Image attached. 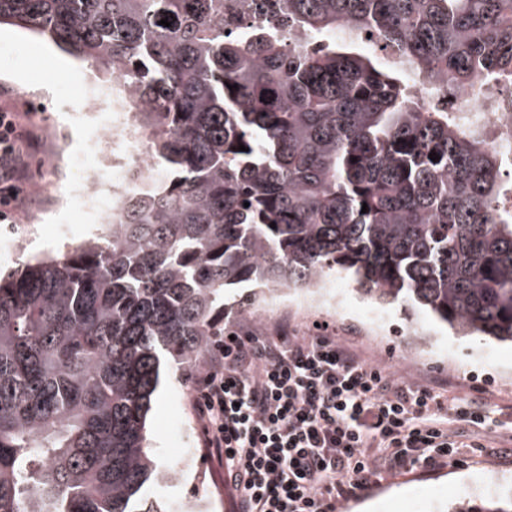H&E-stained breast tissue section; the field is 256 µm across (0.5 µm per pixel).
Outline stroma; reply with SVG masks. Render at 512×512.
Wrapping results in <instances>:
<instances>
[{
    "label": "stroma",
    "mask_w": 512,
    "mask_h": 512,
    "mask_svg": "<svg viewBox=\"0 0 512 512\" xmlns=\"http://www.w3.org/2000/svg\"><path fill=\"white\" fill-rule=\"evenodd\" d=\"M56 45L4 25L0 27V106H17L32 115L30 162L39 163L42 179H49L60 160L55 138L58 127L71 128L69 151H79L89 135L75 123L72 111L84 101L90 63L70 59L67 70L44 67L38 56L56 52ZM67 205L44 216L42 222L0 223V239L23 244L21 254L0 259V270L18 268L29 255L58 252L62 241L89 238L88 220L75 219ZM66 237H59V225ZM308 333L316 325L335 329L366 360L388 367L408 381L436 387L445 397L479 400L500 425L512 424V347L476 338H462L440 330L422 311L403 304L382 305L359 294L352 282L331 288L324 309L312 311L300 302L284 308H262L250 289L227 290L219 326L240 323L269 329L281 321ZM194 372L162 378L147 418V436L157 467L177 472V480L161 489L170 507L186 501L205 504L206 512H227L224 464L203 451L195 406ZM512 492V452L488 454L465 448L447 465L427 470L384 474L375 488L339 506L338 512H445L449 496L476 500Z\"/></svg>",
    "instance_id": "1"
}]
</instances>
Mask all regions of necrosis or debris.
<instances>
[{
    "mask_svg": "<svg viewBox=\"0 0 512 512\" xmlns=\"http://www.w3.org/2000/svg\"><path fill=\"white\" fill-rule=\"evenodd\" d=\"M425 108L455 115L458 122L479 127L493 147L512 149V86L475 85L448 93L441 85L414 83ZM81 122L91 131L81 153L62 157L66 177L59 186L63 198L77 201L97 225L119 218L125 200L156 183L159 173L149 143L137 130L138 105L127 84L113 78L104 84L89 80Z\"/></svg>",
    "mask_w": 512,
    "mask_h": 512,
    "instance_id": "1",
    "label": "necrosis or debris"
}]
</instances>
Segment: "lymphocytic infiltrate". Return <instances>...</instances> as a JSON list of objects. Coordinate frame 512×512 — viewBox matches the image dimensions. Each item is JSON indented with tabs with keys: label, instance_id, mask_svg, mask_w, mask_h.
Returning a JSON list of instances; mask_svg holds the SVG:
<instances>
[{
	"label": "lymphocytic infiltrate",
	"instance_id": "obj_1",
	"mask_svg": "<svg viewBox=\"0 0 512 512\" xmlns=\"http://www.w3.org/2000/svg\"><path fill=\"white\" fill-rule=\"evenodd\" d=\"M27 113L0 106V223L26 201ZM206 446L224 462L234 512H337L382 473L446 465L467 435L490 433L465 397L366 362L327 326L238 327L195 381Z\"/></svg>",
	"mask_w": 512,
	"mask_h": 512
}]
</instances>
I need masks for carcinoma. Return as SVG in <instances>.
Instances as JSON below:
<instances>
[{
  "label": "carcinoma",
  "mask_w": 512,
  "mask_h": 512,
  "mask_svg": "<svg viewBox=\"0 0 512 512\" xmlns=\"http://www.w3.org/2000/svg\"><path fill=\"white\" fill-rule=\"evenodd\" d=\"M275 2L281 28L236 36L224 0H0V25L129 84L164 170L103 234L0 271V512H168L141 495L172 478L146 418L162 361L196 367L227 288L343 273L512 344L503 159L424 109L397 63L331 37L368 34L450 92L510 85L512 0ZM291 31L309 41L285 55ZM448 512H512V495Z\"/></svg>",
  "instance_id": "1"
}]
</instances>
